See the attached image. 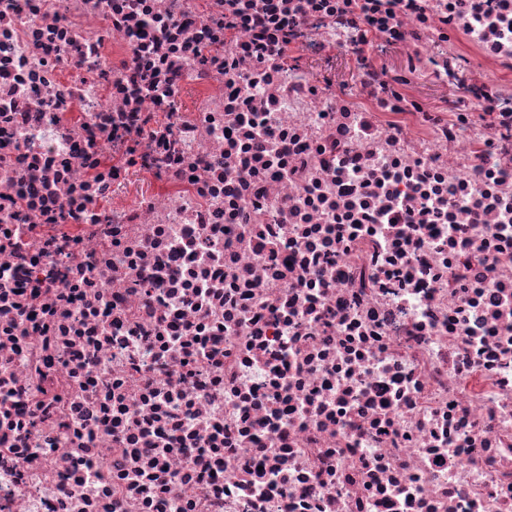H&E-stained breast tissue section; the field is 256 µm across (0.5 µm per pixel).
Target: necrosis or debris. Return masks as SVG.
<instances>
[{
	"instance_id": "necrosis-or-debris-1",
	"label": "necrosis or debris",
	"mask_w": 512,
	"mask_h": 512,
	"mask_svg": "<svg viewBox=\"0 0 512 512\" xmlns=\"http://www.w3.org/2000/svg\"><path fill=\"white\" fill-rule=\"evenodd\" d=\"M0 512H512V0H0Z\"/></svg>"
}]
</instances>
